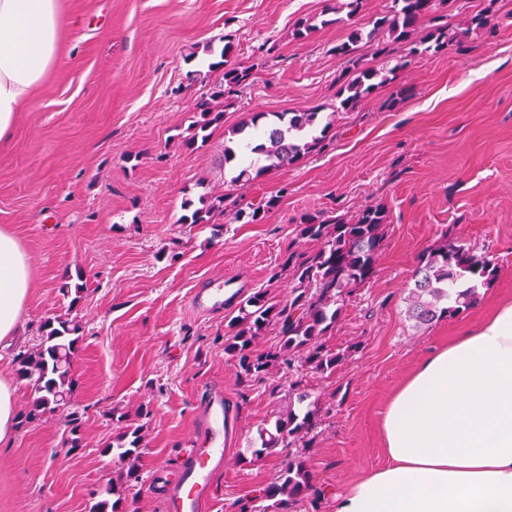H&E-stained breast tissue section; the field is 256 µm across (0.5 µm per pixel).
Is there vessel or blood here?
Listing matches in <instances>:
<instances>
[{
    "mask_svg": "<svg viewBox=\"0 0 512 512\" xmlns=\"http://www.w3.org/2000/svg\"><path fill=\"white\" fill-rule=\"evenodd\" d=\"M237 294L231 281L217 276L193 292L190 307L198 316H216ZM232 429L233 412L223 390H215L206 400L204 418L195 428L185 462L163 497L165 512H202L212 494L213 477L224 468Z\"/></svg>",
    "mask_w": 512,
    "mask_h": 512,
    "instance_id": "vessel-or-blood-1",
    "label": "vessel or blood"
}]
</instances>
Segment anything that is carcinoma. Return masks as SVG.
Instances as JSON below:
<instances>
[{"label": "carcinoma", "instance_id": "cac0c4a2", "mask_svg": "<svg viewBox=\"0 0 512 512\" xmlns=\"http://www.w3.org/2000/svg\"><path fill=\"white\" fill-rule=\"evenodd\" d=\"M437 0H394V5L373 22V29L365 36L354 31L348 39L334 47L336 54L351 56L357 52V43L365 39L372 42L380 34L408 47L409 54L424 51L439 52L448 48L450 39H458L477 27L487 25L481 14L473 16L470 24L456 29L453 35L443 28L436 29L428 40L413 39L416 27L436 11ZM233 51L231 41H224L220 51V64L224 66L223 89L210 99L196 103L198 119L196 133L181 141L182 147L191 149L198 140H207L209 128L224 121V110L219 100L242 85L248 73L228 64ZM379 72L368 65L357 69V75L342 87L340 106L345 111L375 88L373 80ZM277 122L264 132V142L252 151L265 156L269 164L261 171L280 170L296 165L306 155L323 149L329 137L331 123L318 127L316 112H278ZM225 197L220 195L208 205L193 208V202L184 201L182 216L185 224H213L224 215ZM275 200L252 205L234 212L237 221L254 224L261 221ZM386 212L380 206L369 205L352 222L330 215H306L297 226V238L313 244L309 251L288 252L283 267L288 272V300L274 302L268 290L253 292L239 308V315L231 322L233 335L225 346L237 363L240 375L246 379L262 377L282 367L288 369L289 389L295 400L274 422L269 438L261 439V446L252 450L260 457L264 451L281 444L290 447L303 442L311 445L310 434L320 424L319 397L308 387L306 377H325L336 372L344 355L326 344L336 322L340 319L346 297L370 282L377 274V258L383 246L381 227L386 223ZM496 265L484 252L470 245L453 241L429 252L420 260L414 288L410 295L409 317L419 325L435 320L453 318L475 302L478 281H489L496 275ZM81 326L74 320L60 316L46 319L41 325L38 348L19 355L16 374L31 388L29 416L65 410L71 405L73 378L72 361L81 339ZM269 330L275 331L277 346L266 352L254 349L255 341ZM141 447V426H126L117 439V445H107L105 451L116 454L122 464L118 480L125 491L134 489L139 480L135 458ZM312 488L306 464L294 461L268 485L262 494L272 500L281 512H292ZM115 489H108L109 497L95 502L90 512H119L124 497L110 499Z\"/></svg>", "mask_w": 512, "mask_h": 512}]
</instances>
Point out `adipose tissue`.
<instances>
[{"instance_id": "adipose-tissue-1", "label": "adipose tissue", "mask_w": 512, "mask_h": 512, "mask_svg": "<svg viewBox=\"0 0 512 512\" xmlns=\"http://www.w3.org/2000/svg\"><path fill=\"white\" fill-rule=\"evenodd\" d=\"M62 46L59 0H0V149ZM31 288L27 254L0 228V339ZM382 468L334 498V512H512V302L427 353L391 396Z\"/></svg>"}]
</instances>
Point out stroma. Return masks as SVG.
<instances>
[{"label": "stroma", "mask_w": 512, "mask_h": 512, "mask_svg": "<svg viewBox=\"0 0 512 512\" xmlns=\"http://www.w3.org/2000/svg\"><path fill=\"white\" fill-rule=\"evenodd\" d=\"M343 0H60L59 60L20 112L0 151V226L27 253L32 288L17 336L0 342V378L14 381V441L0 447V512H89L119 464L105 452L129 419L147 410L136 461L138 493L126 512H164L157 474H174L189 447L199 403L223 387L236 433L204 512H240L303 457L313 495L297 512H333L331 491L381 466L380 421L418 360L448 346L502 301L512 300V0H453L449 26L488 15L448 49L409 55L382 40L359 57L382 83L350 112L338 92L357 67L335 52L351 29L370 30L392 0H363L355 16ZM339 23L323 25L329 9ZM312 20L308 36L295 23ZM230 37L231 65L250 76L224 99V121L195 149L197 101L222 81L208 71ZM208 78H196V71ZM315 111L334 137L285 170L264 171L233 130L256 112ZM236 157L225 161V148ZM250 180H239L243 167ZM226 195L240 204L274 197L256 224L224 215L222 234L184 224V200ZM387 213L377 276L346 299L327 343L346 354L336 373L311 382L321 424L313 447L282 446L252 459L258 432L288 406V372L244 382L225 350L238 302L201 318L189 297L224 275L248 291L288 297L272 269L299 248L302 216L327 211L347 220L365 206ZM462 239L487 252L497 275L479 284L476 304L450 320L419 326L407 298L423 253ZM81 279L78 303L61 292ZM76 317L82 339L65 412L29 419L30 396L17 355L40 341L44 320Z\"/></svg>", "instance_id": "obj_1"}]
</instances>
